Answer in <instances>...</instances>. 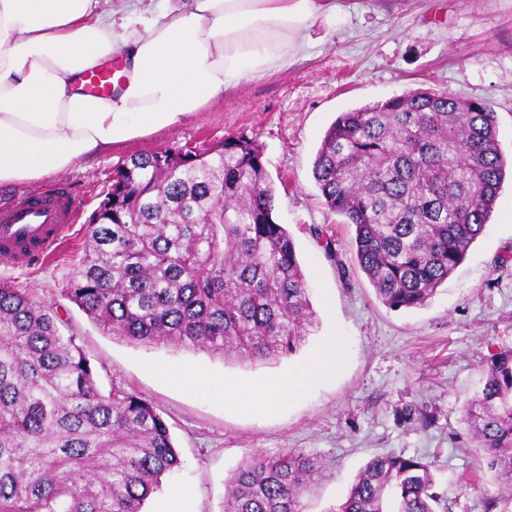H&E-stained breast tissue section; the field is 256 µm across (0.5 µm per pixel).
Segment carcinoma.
I'll return each instance as SVG.
<instances>
[{"label":"carcinoma","mask_w":512,"mask_h":512,"mask_svg":"<svg viewBox=\"0 0 512 512\" xmlns=\"http://www.w3.org/2000/svg\"><path fill=\"white\" fill-rule=\"evenodd\" d=\"M506 159L496 112L427 89L341 113L313 178L354 227L358 265L393 310L425 305L464 261L496 206ZM256 139L132 155L112 169L65 296L133 345L264 364L316 324ZM58 311L0 280V512H144L182 466L169 427L133 390L99 385ZM512 512V349L493 354L463 408ZM295 449L255 455L226 483L224 512H304L318 473ZM432 464L387 453L359 472L337 512H447Z\"/></svg>","instance_id":"carcinoma-1"}]
</instances>
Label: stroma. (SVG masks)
Here are the masks:
<instances>
[{
  "mask_svg": "<svg viewBox=\"0 0 512 512\" xmlns=\"http://www.w3.org/2000/svg\"><path fill=\"white\" fill-rule=\"evenodd\" d=\"M418 88L489 102L505 156H512V0H336L308 34L306 52L281 71L224 91L183 124L117 144L99 157L37 181L68 185L81 210L54 255L18 267L0 261V280L57 307L99 372L154 403L182 461L145 505L166 512H222L226 479L247 459L297 449L322 465L303 497L305 512H332L374 456L430 461L448 512H482L498 489L462 421L492 354L512 348V180H505L485 233L435 297L394 311L376 296L352 247L354 229L331 213L313 178L321 140L343 112ZM244 134L261 145L275 193V218L299 255L317 327L288 356L255 367L204 352L133 346L102 334L65 296L82 258L87 221L112 169L133 154L211 146ZM337 344L329 378L275 412L225 406V385L291 369ZM168 366L174 380L149 373ZM433 418L422 427L412 409Z\"/></svg>",
  "mask_w": 512,
  "mask_h": 512,
  "instance_id": "1",
  "label": "stroma"
}]
</instances>
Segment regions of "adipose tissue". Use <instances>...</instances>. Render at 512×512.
<instances>
[{"label":"adipose tissue","instance_id":"1","mask_svg":"<svg viewBox=\"0 0 512 512\" xmlns=\"http://www.w3.org/2000/svg\"><path fill=\"white\" fill-rule=\"evenodd\" d=\"M0 0V186L66 171L112 145L176 127L240 82L287 67L303 34L336 0ZM138 26H131V16ZM118 55L111 97L80 93V73ZM337 350L258 387H226L225 404L277 409L325 377Z\"/></svg>","mask_w":512,"mask_h":512}]
</instances>
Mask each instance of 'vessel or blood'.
<instances>
[{"label": "vessel or blood", "instance_id": "vessel-or-blood-1", "mask_svg": "<svg viewBox=\"0 0 512 512\" xmlns=\"http://www.w3.org/2000/svg\"><path fill=\"white\" fill-rule=\"evenodd\" d=\"M116 79L112 66H96L83 72V90L106 97ZM77 207L75 197L62 186L1 199L0 259L16 265L53 253L71 231Z\"/></svg>", "mask_w": 512, "mask_h": 512}]
</instances>
